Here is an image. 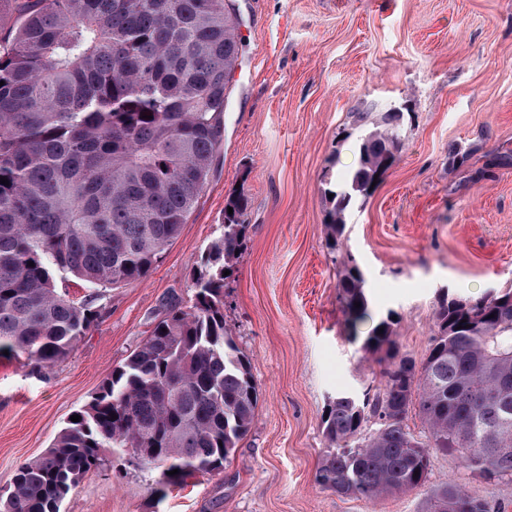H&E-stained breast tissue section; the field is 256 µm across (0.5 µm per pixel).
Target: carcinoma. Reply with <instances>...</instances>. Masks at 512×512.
<instances>
[{"label": "carcinoma", "mask_w": 512, "mask_h": 512, "mask_svg": "<svg viewBox=\"0 0 512 512\" xmlns=\"http://www.w3.org/2000/svg\"><path fill=\"white\" fill-rule=\"evenodd\" d=\"M239 26L234 0H0V176L9 181L0 183V357L22 355L40 372L93 324L91 302L67 299L58 277L114 286L162 260L223 141ZM403 119L359 112L342 132L359 158L327 190L331 248L345 212L399 159ZM249 206L245 187L229 191L233 213L202 255L192 305L165 302L146 341L74 411L81 420L18 465L0 512H61L111 449L160 471L166 486L224 469L259 401L250 359L224 320V271L248 248ZM337 288L351 325L366 322L355 261ZM393 325L391 315L378 321L362 345L385 364L383 390L362 400L338 393L327 406L330 450L316 484L356 498L404 493L425 485L436 452L456 455L467 473L512 481V289L440 299L419 362L400 353ZM411 410L421 435L404 423ZM460 503L500 512L461 483L435 491L428 512H459Z\"/></svg>", "instance_id": "1"}]
</instances>
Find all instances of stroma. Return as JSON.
<instances>
[{
    "mask_svg": "<svg viewBox=\"0 0 512 512\" xmlns=\"http://www.w3.org/2000/svg\"><path fill=\"white\" fill-rule=\"evenodd\" d=\"M242 56L224 138L203 191L162 261L141 280L60 292L92 300L94 324L44 375L0 358V492L150 335L167 297L190 303L200 257L244 184L250 242L224 316L251 359L259 402L222 473L162 485L123 464L83 478L61 512H427L432 490L464 481L512 512V482L463 473L435 454L424 486L374 500L321 488L323 415L336 393L384 385L336 288L364 273L373 317L394 313L401 352L422 360L440 291L476 299L512 288V0H236ZM405 114L397 164L351 209L338 249L324 224L325 173L355 166L340 142L359 112Z\"/></svg>",
    "mask_w": 512,
    "mask_h": 512,
    "instance_id": "stroma-1",
    "label": "stroma"
}]
</instances>
